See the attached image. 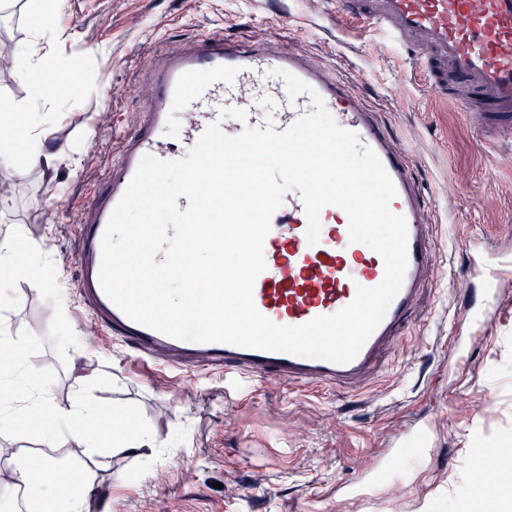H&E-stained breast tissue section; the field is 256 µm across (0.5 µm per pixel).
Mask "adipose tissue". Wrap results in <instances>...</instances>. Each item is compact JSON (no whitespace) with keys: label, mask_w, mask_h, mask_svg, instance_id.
I'll use <instances>...</instances> for the list:
<instances>
[{"label":"adipose tissue","mask_w":512,"mask_h":512,"mask_svg":"<svg viewBox=\"0 0 512 512\" xmlns=\"http://www.w3.org/2000/svg\"><path fill=\"white\" fill-rule=\"evenodd\" d=\"M16 65L24 75L30 76V96L34 100L50 98L51 92L41 81L40 75L51 72L66 75L72 65L66 60L45 64L39 55L36 42L19 45L12 53ZM14 125L22 127V147H15L13 140H0V165L12 167L23 164L46 177H54L68 157L65 146L56 142L54 124L49 113L19 105L13 109ZM26 280L33 290L46 286L41 270L32 258L20 253L15 239L0 240V307H8L14 299V278ZM79 388L64 403L56 402L50 394L29 387L25 399L13 403H0V427L15 429L18 420L40 426L41 436L47 444L60 443L73 446L69 461L44 458L42 478H34L32 461L25 449L0 447V459L6 463L0 469V483L23 489L25 498L35 512H92L97 486L112 479L109 456H147L160 447L158 436L142 426L126 428L125 418L113 414L112 429L102 432L103 411L86 396L84 387L92 382L89 374L79 375ZM77 472L81 489L71 490L59 482L60 474Z\"/></svg>","instance_id":"ef3b65f1"}]
</instances>
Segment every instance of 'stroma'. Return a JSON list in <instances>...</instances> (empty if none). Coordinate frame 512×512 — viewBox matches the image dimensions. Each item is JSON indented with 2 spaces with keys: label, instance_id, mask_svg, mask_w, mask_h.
<instances>
[{
  "label": "stroma",
  "instance_id": "1",
  "mask_svg": "<svg viewBox=\"0 0 512 512\" xmlns=\"http://www.w3.org/2000/svg\"><path fill=\"white\" fill-rule=\"evenodd\" d=\"M204 34L245 45L273 38L332 67L376 112L419 185L440 258L402 344L358 392L269 379L228 398L219 376L134 358L77 302L76 222L152 96L158 56ZM0 38L51 43L80 68L74 91L39 104L77 167L61 166L48 197L37 172L0 168L11 197L0 239L23 234L56 273L48 294L15 282L0 325L26 344L35 384L62 402L74 379L59 343L68 334L96 374L91 400L163 441L149 456L110 457L120 478L102 487L96 512H472L476 427L512 448V132L481 139L476 117L433 94L408 51L330 15L327 0H0ZM477 262L498 270L499 296L472 333L467 312L485 301ZM415 422L422 430L404 484L387 480L360 499L337 494L375 472Z\"/></svg>",
  "mask_w": 512,
  "mask_h": 512
}]
</instances>
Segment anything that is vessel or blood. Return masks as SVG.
<instances>
[{
  "mask_svg": "<svg viewBox=\"0 0 512 512\" xmlns=\"http://www.w3.org/2000/svg\"><path fill=\"white\" fill-rule=\"evenodd\" d=\"M337 14L383 31L411 52L431 90L447 94L449 81L463 86L454 100L462 111L480 115L483 126L512 127V0H331ZM308 89L289 95L281 72ZM154 95L136 129L122 136L101 190L87 203L78 225L76 283L84 309L137 359L159 365L195 364L220 371L225 382L274 378L295 386L355 392L364 387L383 353L401 340L416 298L439 257L433 227L421 203L419 187L404 158L390 144L374 112L349 96L326 68L280 52L274 40L248 45L224 36L204 35L191 45L158 58ZM324 104L334 121L354 132L362 146L379 157L396 187L389 207L408 225L407 269L399 292L355 358L335 363L285 352L222 342L171 338L130 320L106 295L100 279L101 240L109 218L143 156L163 161L186 157L210 124L230 137L245 128H290ZM317 243L306 236L307 218L299 191L286 193L274 213L264 243L266 269L255 282L254 303L278 325L297 326L331 315L348 304L358 287L377 286L384 276L382 257L351 241L348 217L336 205L324 206ZM485 284V304L472 314L485 326L497 301L495 273L474 267Z\"/></svg>",
  "mask_w": 512,
  "mask_h": 512,
  "instance_id": "1",
  "label": "vessel or blood"
}]
</instances>
